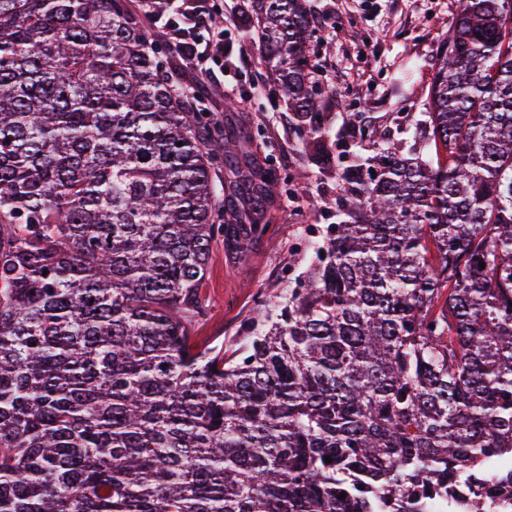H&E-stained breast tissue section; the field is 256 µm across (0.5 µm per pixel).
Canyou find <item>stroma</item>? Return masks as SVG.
<instances>
[{
  "mask_svg": "<svg viewBox=\"0 0 512 512\" xmlns=\"http://www.w3.org/2000/svg\"><path fill=\"white\" fill-rule=\"evenodd\" d=\"M307 8L314 21L313 58L323 72L313 90L323 102L328 167L312 161L310 134L277 98L257 46L242 29H233L224 45L225 55L240 58V72H215L195 101L275 179L266 213L270 229L248 256L239 258L220 242L212 247L201 290L209 312L194 329L202 344L238 347L250 324L264 318L262 298L306 287L311 253L296 243L336 221V169L354 150L347 132L394 133L404 148L413 147L437 48L454 21L457 0H307Z\"/></svg>",
  "mask_w": 512,
  "mask_h": 512,
  "instance_id": "stroma-1",
  "label": "stroma"
}]
</instances>
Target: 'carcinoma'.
<instances>
[{
  "label": "carcinoma",
  "instance_id": "obj_1",
  "mask_svg": "<svg viewBox=\"0 0 512 512\" xmlns=\"http://www.w3.org/2000/svg\"><path fill=\"white\" fill-rule=\"evenodd\" d=\"M457 2L422 153L368 140L307 287L226 352L193 336L212 244L259 239L272 175L226 138L217 187L218 126L126 0H0V512H486L512 490L464 498L512 458V0ZM251 11L318 133L305 0Z\"/></svg>",
  "mask_w": 512,
  "mask_h": 512
}]
</instances>
